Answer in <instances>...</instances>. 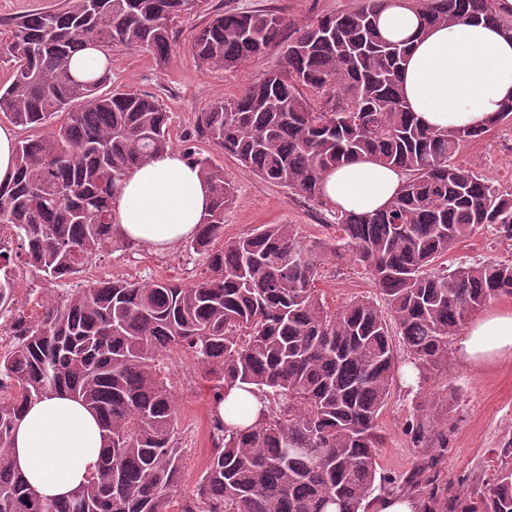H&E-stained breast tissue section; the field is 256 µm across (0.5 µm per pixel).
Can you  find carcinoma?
<instances>
[{"label": "carcinoma", "instance_id": "1", "mask_svg": "<svg viewBox=\"0 0 512 512\" xmlns=\"http://www.w3.org/2000/svg\"><path fill=\"white\" fill-rule=\"evenodd\" d=\"M393 5L414 10L419 33L482 19L512 35L491 0H359L351 11L301 27L274 10L226 12L198 31L194 60L234 72L270 47L283 68L212 103L201 132L255 176L309 197L324 175L369 160L401 168L406 181L372 214L336 212L328 244L294 224L224 235L232 200L224 169L186 153L212 194L207 222L187 247L204 255L193 284L98 280L43 301L37 324L18 322L19 341L0 353V512H164L179 492L175 397L163 374L167 352L190 355L219 396L237 382L267 402L260 423L230 429L213 415L217 452L177 512H362L376 489L377 419L397 368L393 337L419 379L448 366V344L466 318L512 296V260L447 265L460 243L486 230L512 241V188L458 161L465 143L512 121V102L486 127L438 131L408 110L400 74L409 46L382 36ZM198 0H66L55 12L14 23L6 50L11 83L0 115L36 128L64 112L49 135L17 144L15 173L0 183V224L24 247V264L51 282L80 271L117 242L112 198L126 173L172 148L160 100L104 93L109 73L79 81L72 57L93 44L130 46L160 66L170 61L171 23ZM364 269L384 301L357 296L333 308L316 287L325 252ZM15 280L0 276V309ZM81 398L98 416L106 445L98 469L71 496L46 500L15 469L8 445L28 401L52 392ZM413 489L438 496L435 476ZM448 512H512V469L476 497L448 496Z\"/></svg>", "mask_w": 512, "mask_h": 512}]
</instances>
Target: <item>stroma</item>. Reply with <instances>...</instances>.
<instances>
[{
  "instance_id": "obj_1",
  "label": "stroma",
  "mask_w": 512,
  "mask_h": 512,
  "mask_svg": "<svg viewBox=\"0 0 512 512\" xmlns=\"http://www.w3.org/2000/svg\"><path fill=\"white\" fill-rule=\"evenodd\" d=\"M357 0H202L200 7L182 16L173 29L171 61L159 67L153 57L133 47L110 52V85L157 96L171 115L170 134L177 150L193 148L224 170L234 188L232 203L224 212V236L234 239L265 224H295L303 236L331 237L328 225L334 209L323 198H310L265 182L246 171L238 160L201 133L197 118L215 101L239 93L269 71L282 67L279 48L267 50L239 71L207 69L195 62L191 43L210 16L218 12L274 8L291 23L300 25L319 15L352 9ZM63 0H0V86L12 79L14 61L4 44L15 19L37 9H55ZM464 166L512 187V123L494 127L485 137L468 142L459 155ZM512 259V241H499L480 233L460 244L448 257L451 264L486 259ZM204 270L202 256L178 246L167 254H151L137 247L114 245L93 257L89 268L56 284L30 267L14 270L17 288L11 310L0 311V348L10 349L17 321L35 324L47 293L66 296L91 279L178 280L195 282ZM318 286L331 306L377 292L366 274L351 264L328 259ZM398 369L388 402L378 420L383 445L376 454L380 490L365 512H378L380 499L413 498L423 494L409 490L406 481L424 464H433L441 484L468 491L494 484L500 473L512 467V453L504 450L512 441V360L487 369H476L448 353L447 369L432 372L427 382L407 379L412 356L398 346ZM168 384L176 399V446L182 459L180 490H195L214 452L213 383L194 359L183 352L167 361ZM433 423L435 432L414 442L413 423Z\"/></svg>"
}]
</instances>
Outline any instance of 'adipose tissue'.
<instances>
[{
    "instance_id": "1",
    "label": "adipose tissue",
    "mask_w": 512,
    "mask_h": 512,
    "mask_svg": "<svg viewBox=\"0 0 512 512\" xmlns=\"http://www.w3.org/2000/svg\"><path fill=\"white\" fill-rule=\"evenodd\" d=\"M417 15L403 6L382 12V34L410 40L403 71L404 98L418 121L436 130L484 126L512 98V39L482 20H465L418 34ZM401 169L371 161L325 176L322 195L336 209L370 213L401 190ZM211 195L197 166L170 150L130 170L114 200V234L162 254L194 237L209 214ZM458 356L477 366L512 359V311L475 319L456 344ZM216 410L225 423L248 427L266 410L249 385L225 390ZM104 446L95 414L80 400L54 393L31 402L17 419L9 451L35 492L67 496L96 472Z\"/></svg>"
}]
</instances>
